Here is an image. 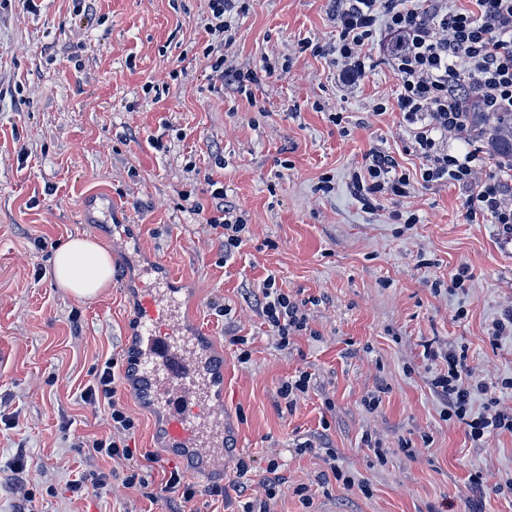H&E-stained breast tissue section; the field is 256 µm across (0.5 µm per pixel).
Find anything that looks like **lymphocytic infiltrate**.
<instances>
[{
	"instance_id": "obj_1",
	"label": "lymphocytic infiltrate",
	"mask_w": 512,
	"mask_h": 512,
	"mask_svg": "<svg viewBox=\"0 0 512 512\" xmlns=\"http://www.w3.org/2000/svg\"><path fill=\"white\" fill-rule=\"evenodd\" d=\"M473 3L470 10H451L444 7L443 0H338L334 63L341 78L357 80L373 69V51L381 49L398 80L396 105L407 124L409 148L422 160V181L457 185L467 194L469 218L488 215L512 234V191L507 190L505 181L487 172V161L479 150L455 152L446 143L450 135L466 143L479 135L468 122L461 84H469L482 111L512 112V0ZM208 8L203 57L209 77L245 88L256 81V74L224 66L228 33L240 10L238 0H208ZM351 180L357 195L367 202L389 195L407 196L411 186L409 174L382 151L367 154ZM204 182L212 199L211 210L193 201L191 191H183L181 199L221 238L225 255H232L245 242L247 220L239 207L228 201L223 181L208 174ZM275 282L272 275L263 282L262 314L285 348L293 334L306 330L307 322ZM445 361L448 369L435 377L433 392L447 406L448 418L465 424L476 443L512 432V412L500 410L497 399L488 397L483 412L473 414L474 394H487L489 387L473 384L465 357L449 352ZM114 368V363H105L81 393L86 405H107L112 421L111 437L93 438L87 445L101 458L126 460L123 486L139 489L143 497L152 500L156 497L152 484L135 463L136 451L129 445L136 427L118 393Z\"/></svg>"
}]
</instances>
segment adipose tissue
I'll use <instances>...</instances> for the list:
<instances>
[{
    "label": "adipose tissue",
    "instance_id": "ef3b65f1",
    "mask_svg": "<svg viewBox=\"0 0 512 512\" xmlns=\"http://www.w3.org/2000/svg\"><path fill=\"white\" fill-rule=\"evenodd\" d=\"M56 284L79 299H92L112 280V256L99 243L75 236L60 247L53 259Z\"/></svg>",
    "mask_w": 512,
    "mask_h": 512
}]
</instances>
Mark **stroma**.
I'll use <instances>...</instances> for the list:
<instances>
[{
	"label": "stroma",
	"mask_w": 512,
	"mask_h": 512,
	"mask_svg": "<svg viewBox=\"0 0 512 512\" xmlns=\"http://www.w3.org/2000/svg\"><path fill=\"white\" fill-rule=\"evenodd\" d=\"M35 3L0 10V469L24 454L31 493L19 505L0 479V512H181L162 491L175 468L200 512H241L266 499L272 459L286 482L270 512H512V494L494 492L512 479V435L474 447L431 389L450 348L474 379L512 377V334L492 336L512 308V234L490 217L468 219L465 192L447 183L416 180L408 196L376 205L356 195L351 175L372 150L412 172L421 161L408 151L382 52L356 85L338 81L336 0H245L224 65L259 73L246 94L210 86L207 0H90L89 21L72 0ZM266 62L273 75L262 74ZM150 81L168 88L147 93ZM336 112L342 124L331 122ZM157 136L164 150L151 147ZM219 162L248 215L247 243L229 257L180 197L192 185L210 205L202 175ZM91 199L97 226L85 222ZM398 211L418 223H396ZM77 235L112 256V281L91 300L52 275L55 250ZM149 257L182 278L191 323L220 346L230 448L225 470L197 474L167 457L159 411L121 390L137 447L159 457L152 501L117 478L98 488L94 475L111 465L80 446L109 434L106 410L86 408L80 393L106 359H123L138 307L132 282ZM271 273L307 317L285 348L256 295ZM302 371L308 393L286 406L278 389ZM373 395L379 403L367 407ZM306 440L333 449L358 485L336 481L323 455L297 453ZM241 460L251 465L242 480ZM474 474L487 490L478 506ZM79 475L75 494L68 483ZM216 485L223 500L209 496Z\"/></svg>",
	"instance_id": "1"
}]
</instances>
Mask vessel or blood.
I'll use <instances>...</instances> for the list:
<instances>
[{"instance_id":"1","label":"vessel or blood","mask_w":512,"mask_h":512,"mask_svg":"<svg viewBox=\"0 0 512 512\" xmlns=\"http://www.w3.org/2000/svg\"><path fill=\"white\" fill-rule=\"evenodd\" d=\"M180 283L160 261L142 270L136 333L124 366L135 399L159 406L172 456L194 460L206 472L227 461L224 369L213 360V343L180 319Z\"/></svg>"}]
</instances>
